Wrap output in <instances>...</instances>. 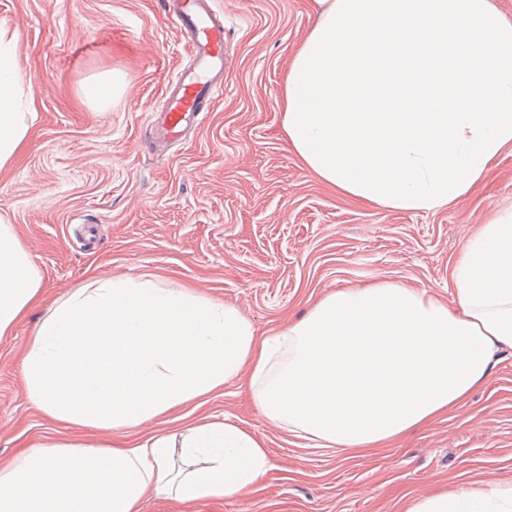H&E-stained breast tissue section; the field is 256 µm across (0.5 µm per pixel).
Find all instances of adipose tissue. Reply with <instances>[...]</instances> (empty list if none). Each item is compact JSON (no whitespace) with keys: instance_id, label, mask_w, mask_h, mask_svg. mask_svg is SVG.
<instances>
[{"instance_id":"obj_1","label":"adipose tissue","mask_w":512,"mask_h":512,"mask_svg":"<svg viewBox=\"0 0 512 512\" xmlns=\"http://www.w3.org/2000/svg\"><path fill=\"white\" fill-rule=\"evenodd\" d=\"M290 61L282 128L324 182L433 211L468 196L512 144V20L492 0H315ZM17 36L0 27V166L34 118ZM446 304L394 282L347 287L263 335L230 304L151 275L96 278L48 308L24 355L29 399L70 425L146 422L249 369L269 421L367 453L455 409L512 352V211L467 244ZM41 278L0 217V336ZM255 431L186 424L130 447L49 442L0 467V512H140L144 498H224L257 484ZM405 512H512V483L410 500Z\"/></svg>"}]
</instances>
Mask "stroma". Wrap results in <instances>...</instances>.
Masks as SVG:
<instances>
[{
	"instance_id": "stroma-1",
	"label": "stroma",
	"mask_w": 512,
	"mask_h": 512,
	"mask_svg": "<svg viewBox=\"0 0 512 512\" xmlns=\"http://www.w3.org/2000/svg\"><path fill=\"white\" fill-rule=\"evenodd\" d=\"M165 9L166 0H0L36 109L0 167V215L39 271L43 302L0 338V463L43 442L130 445L225 419L265 440L262 480L188 505L151 497L141 512H403L416 497L512 481V354L457 409L365 456L312 447L267 420L244 373L108 432L50 419L29 399L22 357L44 305L93 278L149 274L233 304L273 334L348 286L395 281L453 302L467 242L512 209L511 146L469 196L431 212L363 203L305 167L282 112L313 0H215L231 61L224 93L157 159L149 124L167 80L191 64ZM114 72L124 87L109 105L85 100L86 82Z\"/></svg>"
}]
</instances>
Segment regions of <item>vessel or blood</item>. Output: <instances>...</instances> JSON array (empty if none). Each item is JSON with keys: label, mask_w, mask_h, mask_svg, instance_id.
Wrapping results in <instances>:
<instances>
[{"label": "vessel or blood", "mask_w": 512, "mask_h": 512, "mask_svg": "<svg viewBox=\"0 0 512 512\" xmlns=\"http://www.w3.org/2000/svg\"><path fill=\"white\" fill-rule=\"evenodd\" d=\"M170 17L186 38L192 64L179 71L165 100V131L173 136L184 124L201 119L207 104L224 90L227 59L224 25L206 0H177Z\"/></svg>", "instance_id": "obj_1"}]
</instances>
